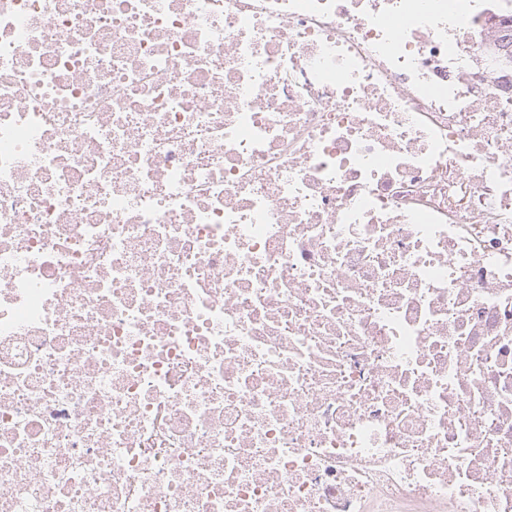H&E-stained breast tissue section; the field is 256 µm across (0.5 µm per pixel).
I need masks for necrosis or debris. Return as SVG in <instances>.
Instances as JSON below:
<instances>
[{
  "mask_svg": "<svg viewBox=\"0 0 512 512\" xmlns=\"http://www.w3.org/2000/svg\"><path fill=\"white\" fill-rule=\"evenodd\" d=\"M0 512H512V0H0Z\"/></svg>",
  "mask_w": 512,
  "mask_h": 512,
  "instance_id": "obj_1",
  "label": "necrosis or debris"
}]
</instances>
